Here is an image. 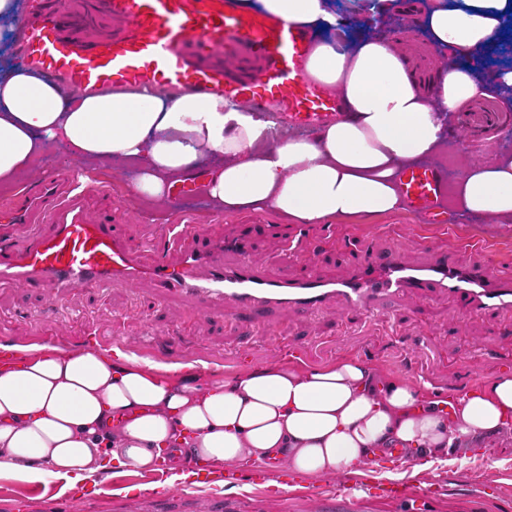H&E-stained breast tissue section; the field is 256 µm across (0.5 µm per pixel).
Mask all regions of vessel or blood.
Here are the masks:
<instances>
[{
  "mask_svg": "<svg viewBox=\"0 0 512 512\" xmlns=\"http://www.w3.org/2000/svg\"><path fill=\"white\" fill-rule=\"evenodd\" d=\"M118 29L109 36H70V29L97 19ZM233 44L260 68L244 76L229 72L222 60L224 44ZM311 36L283 18L241 8L238 0H85L81 11L63 0H37L21 39L23 65L74 92L116 85L217 93L229 102L243 101L259 112L278 108L289 122L318 129L337 117L339 103L326 88L307 80L304 67ZM407 207L436 222L448 194L447 175L429 163L410 164L400 175ZM29 224L25 245L16 246L3 225ZM167 250L152 266H143L114 233L108 212L89 218L86 196L72 179L53 172L27 185L0 208V285L62 294L84 285L107 288L155 283L161 295L189 296L207 310L224 298L242 325L262 324L281 310L313 312L331 301L385 320L393 302L448 295L466 311L512 313V275L485 265H461L447 250L418 263L375 251L342 279L314 273L273 278L250 262L256 224L235 225L232 233L188 247V224L164 227ZM325 501L333 505L376 501L425 503L431 486L409 481L348 484L326 476L320 480ZM209 490L224 500L218 478L202 470L184 496Z\"/></svg>",
  "mask_w": 512,
  "mask_h": 512,
  "instance_id": "b4317fda",
  "label": "vessel or blood"
}]
</instances>
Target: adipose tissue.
I'll return each instance as SVG.
<instances>
[{"mask_svg":"<svg viewBox=\"0 0 512 512\" xmlns=\"http://www.w3.org/2000/svg\"><path fill=\"white\" fill-rule=\"evenodd\" d=\"M315 30L307 77L342 101L343 115L314 135L216 96L113 88L79 95L25 70L0 74V184L21 181L48 146L122 164L146 207L196 180L228 212L271 209L292 224H356L403 209L399 173L437 155L451 112L487 98L512 70L488 73L512 26V0H382L414 16L452 61L429 86L392 42L347 49V20L330 0H258ZM450 212L512 223V159L465 163ZM0 368V472L71 489L109 470L151 471L183 447L198 465L272 459L302 474L359 471L389 448L440 459L512 429V374L490 378L454 404L386 378L354 357L303 369L264 364L221 379L206 362L160 365L105 351L18 345Z\"/></svg>","mask_w":512,"mask_h":512,"instance_id":"adipose-tissue-1","label":"adipose tissue"}]
</instances>
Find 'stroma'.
Instances as JSON below:
<instances>
[{"mask_svg":"<svg viewBox=\"0 0 512 512\" xmlns=\"http://www.w3.org/2000/svg\"><path fill=\"white\" fill-rule=\"evenodd\" d=\"M390 29L396 30L415 77L430 84L443 59L426 34L411 28L406 15L393 11L384 13L375 35L383 37ZM461 141L468 143L476 162L512 157V88L493 87L490 98L452 113L446 145L432 157V164L451 165L452 151ZM53 169L82 178L90 211L110 204L115 230L147 264L156 257L152 242L161 225L178 224L187 217L199 238L223 236L237 224L260 225L251 261L260 272L277 277L307 269L342 278L372 248L398 252L412 263L448 245L459 263L478 265L493 255L500 266L512 267V224L492 226L460 214L442 230L424 226L419 214L404 209L373 224L310 225L309 250L291 256L279 243L278 230L285 222L271 212L228 213L199 195L185 199L182 210L167 205L148 213L130 193L128 175L111 164L73 159L52 147L36 159L34 172L39 175ZM462 235L482 238L485 248L455 247ZM0 329L15 344L56 336L63 348L72 351L86 350L87 336L95 334L104 349L118 343L124 352L159 363L203 361L222 374L282 360L323 366L351 355L389 377L446 394L474 390L501 372L512 374V314H466L453 299L440 296L400 302L383 323L332 302L315 312L280 311L264 326L249 330L234 324L223 299H214L206 312L178 296L159 302L148 281L135 286L79 287L59 296L4 285L0 286ZM483 445V450L468 456L431 460L424 469L415 459L403 466L383 457L356 479L372 484L403 471L432 484L437 495L422 512H512V435L487 438ZM492 482L498 486L496 494L482 495V488ZM115 483L111 474H101L95 480L96 499L89 502L72 491L26 483L2 472L0 512L19 496L26 499L23 512H57L64 500L69 512H218L205 490L188 499L174 485L166 500L156 501L143 493L135 497L116 493ZM226 493L235 497L237 512H325L315 494H280L249 483L229 485Z\"/></svg>","mask_w":512,"mask_h":512,"instance_id":"obj_1","label":"stroma"}]
</instances>
